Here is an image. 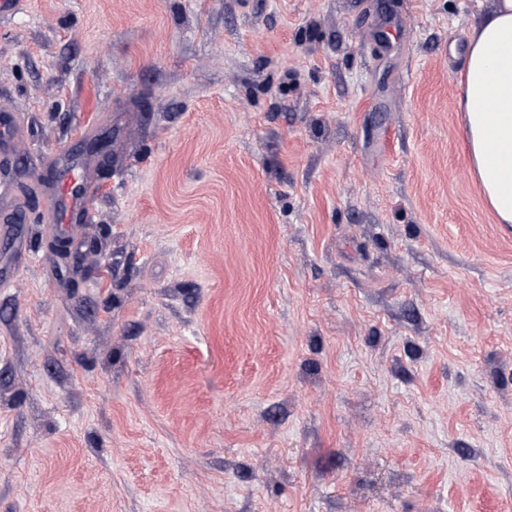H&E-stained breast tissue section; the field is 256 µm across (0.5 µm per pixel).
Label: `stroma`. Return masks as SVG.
I'll list each match as a JSON object with an SVG mask.
<instances>
[{
	"mask_svg": "<svg viewBox=\"0 0 512 512\" xmlns=\"http://www.w3.org/2000/svg\"><path fill=\"white\" fill-rule=\"evenodd\" d=\"M479 10L0 15V512H512V224L458 110ZM66 170L77 272L43 218Z\"/></svg>",
	"mask_w": 512,
	"mask_h": 512,
	"instance_id": "obj_1",
	"label": "stroma"
}]
</instances>
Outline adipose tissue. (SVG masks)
<instances>
[{"instance_id": "obj_1", "label": "adipose tissue", "mask_w": 512, "mask_h": 512, "mask_svg": "<svg viewBox=\"0 0 512 512\" xmlns=\"http://www.w3.org/2000/svg\"><path fill=\"white\" fill-rule=\"evenodd\" d=\"M459 108L470 173L498 222L512 224V0H492L472 29Z\"/></svg>"}]
</instances>
